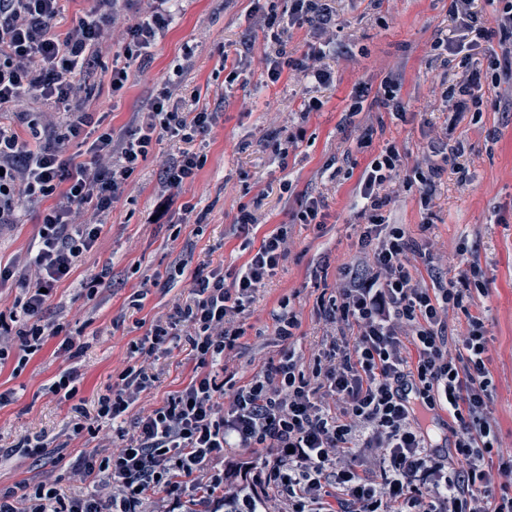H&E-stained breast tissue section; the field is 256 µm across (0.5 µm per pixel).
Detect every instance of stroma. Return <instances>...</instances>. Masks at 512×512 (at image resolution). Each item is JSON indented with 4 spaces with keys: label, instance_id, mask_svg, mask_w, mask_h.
Masks as SVG:
<instances>
[{
    "label": "stroma",
    "instance_id": "1",
    "mask_svg": "<svg viewBox=\"0 0 512 512\" xmlns=\"http://www.w3.org/2000/svg\"><path fill=\"white\" fill-rule=\"evenodd\" d=\"M335 7L340 37L326 57L335 80L321 88L307 86L291 70L277 83L262 85L269 48L262 33L252 29V0H180L170 31L150 59L132 65L121 91H113L109 82L112 56L103 55L85 95L104 124L117 129L136 125L138 113L148 110L169 81L182 84L186 99H200L218 113L210 134L194 143L207 161L180 192L181 201L197 203L206 218L185 224L175 211L170 223H144L162 190L161 162L180 148L169 139L157 143L105 217L80 271L58 287L44 319L63 324L66 334L85 342L79 396L93 407L125 366L130 342L186 301L196 269L220 266L229 273L246 262L235 225L246 209L258 219L254 239L289 225L290 252L277 275L259 289L230 368L245 379L278 360L273 313L285 297L301 321L296 347L311 354L327 333L321 305L334 293L340 265L358 252L355 188L371 157L392 143L412 165L428 149L460 145L464 151L456 165L445 166L437 181L430 214L419 209L416 182L399 187L392 209L414 239L428 243L434 254L452 257V264L439 266L444 277L455 281L477 268L486 293L470 310L449 311L448 328L465 335L470 315H482L495 386L492 417L503 446L512 448V117L491 106L496 96L512 95V86L483 84L481 111L457 118L448 112L442 99L446 87L486 67L481 53L466 68L432 55V43L454 31L448 0H336ZM239 54L246 58L245 70L232 81L224 59ZM391 74L402 79L405 120L376 109L346 121L355 84L374 92ZM311 97L322 106L302 115ZM293 133L298 141L287 155L275 152L274 143ZM367 133L371 144L358 151L357 142ZM461 167L467 178L459 177ZM310 194L325 199L323 226L297 219ZM38 222V207L25 206L20 224L0 238V261L32 245ZM178 264L185 267L183 276L167 281V271ZM101 271L108 286L87 301L81 281ZM139 291L145 294L142 305L131 307L130 298ZM58 346V340H50L18 375L14 359L0 363V392L12 395L0 407V488L50 476L69 492L91 489L72 478L70 465L92 443L68 439L70 405L48 390L63 365ZM196 367L187 346L169 343L158 355L154 386L141 393L136 408L161 406L189 382ZM27 434L44 436L50 448H64V458L34 465L15 448Z\"/></svg>",
    "mask_w": 512,
    "mask_h": 512
}]
</instances>
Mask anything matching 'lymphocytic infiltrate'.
Wrapping results in <instances>:
<instances>
[{
    "mask_svg": "<svg viewBox=\"0 0 512 512\" xmlns=\"http://www.w3.org/2000/svg\"><path fill=\"white\" fill-rule=\"evenodd\" d=\"M176 2L92 0L60 33V0H0V112L20 122L16 129L0 125V229L19 224L23 204L42 207L33 246L0 264V286L20 287L10 315L0 314V361L15 358L14 370L22 372L50 339L60 338L68 364L49 390L71 403V435L94 439L108 424L116 441L110 454L93 448L71 465L78 480L96 479L93 491L67 493L43 478L0 488V512H147L154 497L161 512H272L275 500L286 512H512V451L500 444L488 410L493 381L484 320L471 316L467 335L448 332L449 309L484 294V284L418 278L409 256L426 259L430 251L412 244L389 208L404 165L392 144L359 179V253L343 267L323 309L332 332L311 356L295 348L300 319L285 298L274 315L280 359L243 382L231 372L221 379L211 372L228 364L256 292L288 258V225L257 243L249 236L255 218L244 211L236 224L249 258L232 279L220 268L197 270L188 299L132 342L130 364L94 409L78 402L83 377L76 362L85 344L63 336L62 325L45 322L44 313L93 249L154 138L184 144L162 166L157 206L195 212L179 192L204 165L194 142L218 118L208 108L187 107L182 89L168 85L136 127L104 129L82 91L119 24L122 59L113 63L110 82L122 90L131 62L168 33ZM332 2L289 0L284 20L260 13L278 45L267 57L265 84L277 83L287 69L312 85L331 81L324 57L337 38ZM502 3L489 27L472 0H450L457 35L436 39L435 56L467 59L483 43L498 46L484 73L450 86L451 112L480 109L482 79L496 87L512 82V0ZM293 26L307 29L318 49L288 54ZM73 144L84 148V158L68 154ZM174 339L191 347L198 372L162 406L128 422L140 393L156 381L157 352ZM409 385L419 406L403 395ZM439 409L449 417L451 458L433 452L424 424Z\"/></svg>",
    "mask_w": 512,
    "mask_h": 512,
    "instance_id": "obj_1",
    "label": "lymphocytic infiltrate"
}]
</instances>
